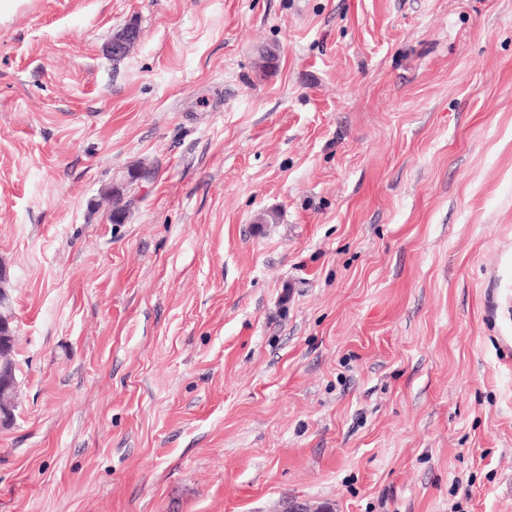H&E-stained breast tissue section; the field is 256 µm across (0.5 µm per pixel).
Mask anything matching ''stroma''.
Here are the masks:
<instances>
[{
	"mask_svg": "<svg viewBox=\"0 0 512 512\" xmlns=\"http://www.w3.org/2000/svg\"><path fill=\"white\" fill-rule=\"evenodd\" d=\"M0 263V512H512V0H21ZM140 40V31L133 26L118 29L108 43V52L112 57H121ZM8 330L10 335L8 338H6V341H4L3 334L8 333ZM14 333V326L9 322L8 318L6 316H0V352L1 354L5 352L8 355L9 359L7 361V375H10L11 379L16 384V367L11 357V352L13 350L15 340Z\"/></svg>",
	"mask_w": 512,
	"mask_h": 512,
	"instance_id": "stroma-1",
	"label": "stroma"
}]
</instances>
